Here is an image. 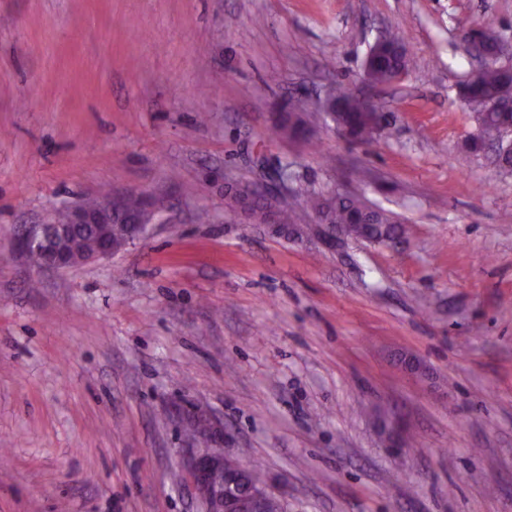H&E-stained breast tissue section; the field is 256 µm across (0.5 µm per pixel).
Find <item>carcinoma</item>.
<instances>
[{
    "label": "carcinoma",
    "instance_id": "cac0c4a2",
    "mask_svg": "<svg viewBox=\"0 0 512 512\" xmlns=\"http://www.w3.org/2000/svg\"><path fill=\"white\" fill-rule=\"evenodd\" d=\"M403 70H409L408 52L398 37L386 35L383 42L371 46L367 75L376 84H388ZM459 95L464 108L473 114L478 124H512V69L488 66L480 71L476 80L463 83ZM336 112L348 135L359 142L372 140L386 120L379 103L369 107L359 97L345 92L336 99ZM301 124V117L290 109L271 135L278 137L289 128L299 134ZM303 201L322 221L356 239L385 244L391 236L405 234V228L392 213L372 206L356 195L312 188L304 192Z\"/></svg>",
    "mask_w": 512,
    "mask_h": 512
}]
</instances>
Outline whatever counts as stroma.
I'll return each mask as SVG.
<instances>
[{
  "label": "stroma",
  "mask_w": 512,
  "mask_h": 512,
  "mask_svg": "<svg viewBox=\"0 0 512 512\" xmlns=\"http://www.w3.org/2000/svg\"><path fill=\"white\" fill-rule=\"evenodd\" d=\"M473 25L512 41V0H0V512H196V413L285 512H512V171L467 145ZM389 33L411 66L371 142L321 112L271 137L365 91ZM286 162L298 223L301 189L347 191L408 236L334 252L226 215L225 181ZM129 191L156 221L109 259L14 250Z\"/></svg>",
  "instance_id": "35a3bbf8"
}]
</instances>
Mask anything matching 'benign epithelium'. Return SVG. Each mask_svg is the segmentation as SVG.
<instances>
[{"mask_svg": "<svg viewBox=\"0 0 512 512\" xmlns=\"http://www.w3.org/2000/svg\"><path fill=\"white\" fill-rule=\"evenodd\" d=\"M470 29L459 34V41L464 53L476 60L478 67L472 69L468 79H473L478 68L484 65L499 63L500 60L512 59V44L498 39L495 53L487 55L479 38H469ZM227 189L236 192L242 204L234 211V217H241L247 224H277L278 202L282 195L270 198L271 207L259 216L248 206L253 192L267 190V185L258 182L230 181ZM122 199L107 197L96 207L85 203L76 204L64 210L65 221L57 224H39L25 230L15 241V249L28 256L33 252L40 255L39 267L63 270L72 266L108 259L115 252L133 243L143 236L147 230L146 218L151 206H146L142 216L130 218L124 240L116 243L112 239V216L120 209ZM315 237L330 248L344 246V236L324 224L317 225L313 231ZM298 227L288 228V235L294 239H302L311 233ZM205 427L210 446L195 444L187 453L185 476L192 485L199 506V512H232V508L240 496L239 476L249 470L240 463L229 470L224 468L225 456L220 449L213 447L219 435L213 423L204 417L198 418ZM250 508L254 512H265L268 504L277 498L270 485L263 481L251 486L245 492Z\"/></svg>", "mask_w": 512, "mask_h": 512, "instance_id": "benign-epithelium-1", "label": "benign epithelium"}]
</instances>
